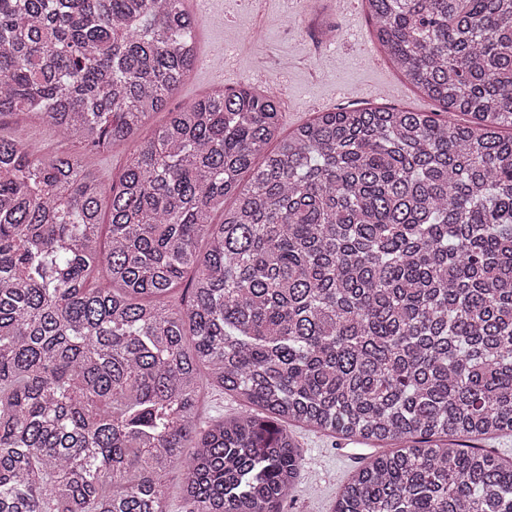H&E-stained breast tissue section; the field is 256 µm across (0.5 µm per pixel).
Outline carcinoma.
I'll return each mask as SVG.
<instances>
[{
    "label": "carcinoma",
    "mask_w": 512,
    "mask_h": 512,
    "mask_svg": "<svg viewBox=\"0 0 512 512\" xmlns=\"http://www.w3.org/2000/svg\"><path fill=\"white\" fill-rule=\"evenodd\" d=\"M363 2L440 110L283 136L274 97L214 91L138 143L106 224L80 153L0 134V512H168L173 469L186 512H280L290 422L381 447L333 512H512V463L448 442L512 433V0ZM198 62L187 0H0V116L84 147ZM207 388L244 410L201 422Z\"/></svg>",
    "instance_id": "carcinoma-1"
}]
</instances>
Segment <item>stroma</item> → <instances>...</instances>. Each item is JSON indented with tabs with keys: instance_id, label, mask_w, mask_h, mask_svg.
<instances>
[{
	"instance_id": "35a3bbf8",
	"label": "stroma",
	"mask_w": 512,
	"mask_h": 512,
	"mask_svg": "<svg viewBox=\"0 0 512 512\" xmlns=\"http://www.w3.org/2000/svg\"><path fill=\"white\" fill-rule=\"evenodd\" d=\"M195 15L201 60L170 98L167 111L228 87L275 96L287 132L315 113L341 107L437 109L378 49L362 0H352L346 9L340 0H202ZM326 21L335 25V37H324ZM0 134L34 145L46 157L71 148L50 124L29 116L0 119ZM134 148L129 141L104 150L85 148L81 154L87 167L108 185ZM291 432L303 467L281 512H332L343 485L365 457L374 455V448L305 427H292Z\"/></svg>"
}]
</instances>
